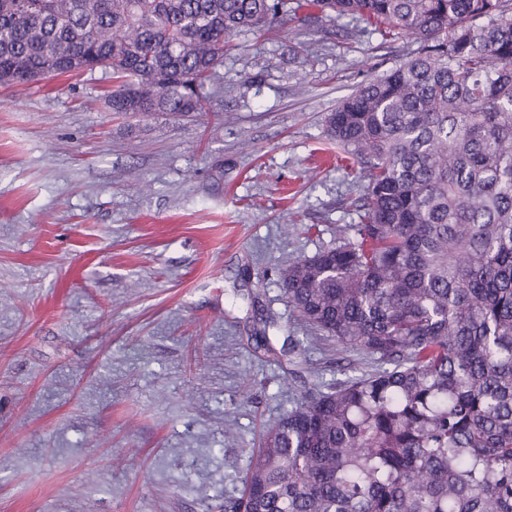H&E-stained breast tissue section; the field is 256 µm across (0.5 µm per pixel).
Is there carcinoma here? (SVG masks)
Instances as JSON below:
<instances>
[{
  "mask_svg": "<svg viewBox=\"0 0 512 512\" xmlns=\"http://www.w3.org/2000/svg\"><path fill=\"white\" fill-rule=\"evenodd\" d=\"M409 56L328 118L363 220L282 275L377 368L265 427L224 512H512V0H313ZM300 0H0V83L112 70V111H210L230 39ZM354 238H349V232Z\"/></svg>",
  "mask_w": 512,
  "mask_h": 512,
  "instance_id": "carcinoma-1",
  "label": "carcinoma"
}]
</instances>
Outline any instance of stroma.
<instances>
[{"instance_id": "stroma-1", "label": "stroma", "mask_w": 512, "mask_h": 512, "mask_svg": "<svg viewBox=\"0 0 512 512\" xmlns=\"http://www.w3.org/2000/svg\"><path fill=\"white\" fill-rule=\"evenodd\" d=\"M235 42L203 116L112 112L108 70L0 85V512H222L267 425L374 369L281 273L360 223L327 119L407 47L352 17Z\"/></svg>"}]
</instances>
